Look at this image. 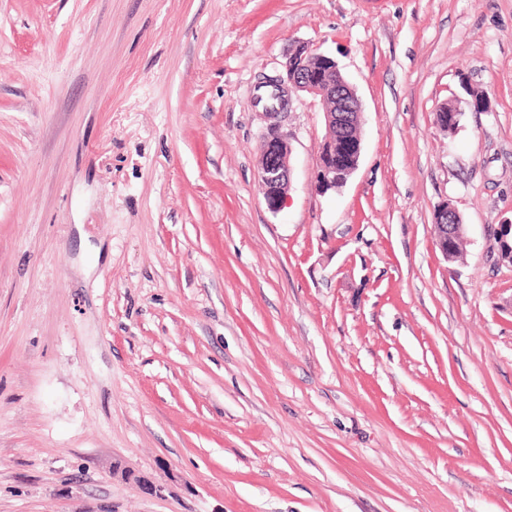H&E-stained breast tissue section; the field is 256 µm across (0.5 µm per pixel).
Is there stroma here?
Segmentation results:
<instances>
[{
  "instance_id": "obj_1",
  "label": "stroma",
  "mask_w": 512,
  "mask_h": 512,
  "mask_svg": "<svg viewBox=\"0 0 512 512\" xmlns=\"http://www.w3.org/2000/svg\"><path fill=\"white\" fill-rule=\"evenodd\" d=\"M302 42L362 154L292 94L274 213ZM511 223L512 0H0V512H512ZM262 88L267 89L260 92ZM256 89L254 104L262 107L261 114L266 123L259 143L261 163L257 182L268 209L272 212L281 210L291 181L292 148L280 132L288 116L291 92L319 98L326 126L331 130L343 129V151L352 155L350 167L336 168V140L342 133L336 130L333 132L335 139L325 138L317 161L316 191L325 194L346 184L362 153L360 128L363 109L356 91L342 75L336 61L312 44L300 43L287 55L283 73L264 77ZM352 128L355 132L349 135ZM450 203H448V206ZM448 206L445 207L443 210H441V213L444 214V216L448 219L451 218L455 224H441L443 231L441 232V235L436 237V245L440 252L442 253L443 257L448 261L449 258H451L450 255H448V239L455 240V237L462 233L461 236H465V227L464 224H458L462 219L459 213L455 209H451V213H448ZM449 225V226H448ZM447 242V245H446Z\"/></svg>"
}]
</instances>
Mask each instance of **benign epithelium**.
I'll return each mask as SVG.
<instances>
[{
	"instance_id": "7a95c632",
	"label": "benign epithelium",
	"mask_w": 512,
	"mask_h": 512,
	"mask_svg": "<svg viewBox=\"0 0 512 512\" xmlns=\"http://www.w3.org/2000/svg\"><path fill=\"white\" fill-rule=\"evenodd\" d=\"M254 104L262 107L265 130L259 143L260 168L258 189L269 210L278 212L284 205L291 181L290 142L281 132L283 121L288 116L290 93H305L322 103L326 126L343 130V151L352 155L350 167H336V140L329 137L320 146L315 176V189L323 194L347 183L356 170L361 153L360 134L362 103L351 85L346 81L336 61L319 51L310 43H300L287 55L283 73L265 77L256 86ZM445 217L453 220L451 225H442L443 231L436 238V245L443 257L448 259V240L465 233L457 211L441 210ZM128 483L147 494L158 495L161 489L134 471L124 472Z\"/></svg>"
}]
</instances>
